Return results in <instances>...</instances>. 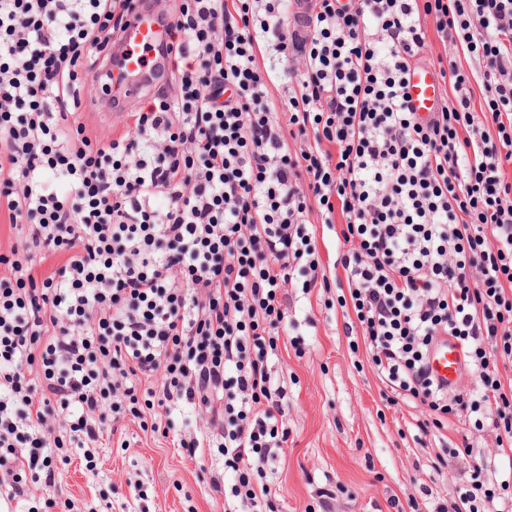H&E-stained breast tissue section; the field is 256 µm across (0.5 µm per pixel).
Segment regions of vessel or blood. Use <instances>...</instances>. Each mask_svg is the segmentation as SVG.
<instances>
[{
  "mask_svg": "<svg viewBox=\"0 0 512 512\" xmlns=\"http://www.w3.org/2000/svg\"><path fill=\"white\" fill-rule=\"evenodd\" d=\"M174 43L167 20L158 14L149 0H141L118 51L117 65L124 80L120 88L110 89V97L123 106L141 101L145 92L162 83L167 72L168 48ZM442 87L438 68L428 64L412 66L406 88L410 110L424 119L439 111L443 103ZM427 367L438 383L455 385L463 368L459 343L448 336L440 337L428 352Z\"/></svg>",
  "mask_w": 512,
  "mask_h": 512,
  "instance_id": "obj_1",
  "label": "vessel or blood"
}]
</instances>
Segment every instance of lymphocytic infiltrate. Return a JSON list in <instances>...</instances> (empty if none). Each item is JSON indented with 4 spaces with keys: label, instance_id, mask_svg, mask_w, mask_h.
Returning <instances> with one entry per match:
<instances>
[{
    "label": "lymphocytic infiltrate",
    "instance_id": "lymphocytic-infiltrate-1",
    "mask_svg": "<svg viewBox=\"0 0 512 512\" xmlns=\"http://www.w3.org/2000/svg\"><path fill=\"white\" fill-rule=\"evenodd\" d=\"M136 0H0V210L24 248L0 251V502L52 486L58 452L93 462L130 422L212 449L237 475L224 512H260L257 482L287 391L269 361L290 288H329L314 224L347 250L340 307L391 403L421 436L459 424L493 436L452 448L468 483L412 512H505L512 483V0H176L165 87L125 131L91 139L87 84L112 60ZM432 27H425V20ZM448 100L405 104L427 32ZM287 83L274 98V77ZM67 253L48 276L35 270ZM465 345L475 391L425 367L437 337Z\"/></svg>",
    "mask_w": 512,
    "mask_h": 512
}]
</instances>
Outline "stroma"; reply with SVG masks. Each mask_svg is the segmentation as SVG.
<instances>
[{
    "mask_svg": "<svg viewBox=\"0 0 512 512\" xmlns=\"http://www.w3.org/2000/svg\"><path fill=\"white\" fill-rule=\"evenodd\" d=\"M336 291L312 289L296 305L299 344L282 337L270 362L288 390V431L284 448L273 449L267 464L271 488L262 512H316L319 491L336 494L335 512H394L391 497L406 498L428 488L443 493L460 481L455 465L434 468L443 443L420 447L413 436L417 411L387 405L383 384L352 351L336 309ZM94 470L82 453L68 450L53 486L34 501L14 504L29 512L52 500L51 512H224L222 495L212 491L201 469L235 474L222 456L205 462L183 454L175 437H162L128 424L104 438Z\"/></svg>",
    "mask_w": 512,
    "mask_h": 512,
    "instance_id": "stroma-1",
    "label": "stroma"
}]
</instances>
